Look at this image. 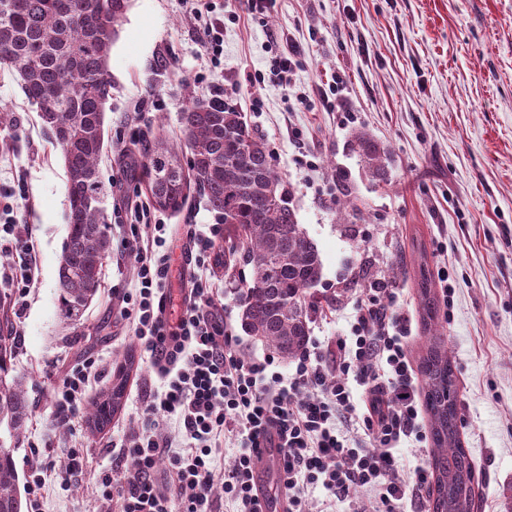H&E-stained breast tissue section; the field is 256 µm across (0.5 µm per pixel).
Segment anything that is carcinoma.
Wrapping results in <instances>:
<instances>
[{"label":"carcinoma","mask_w":512,"mask_h":512,"mask_svg":"<svg viewBox=\"0 0 512 512\" xmlns=\"http://www.w3.org/2000/svg\"><path fill=\"white\" fill-rule=\"evenodd\" d=\"M130 0H0V65L18 79L36 107L49 140L67 171L68 236L58 263V308L77 321L96 297L103 263L112 252L104 209L112 186L99 174L106 142L105 118L112 99V44ZM188 155L162 137H143L128 149L130 175L145 186L154 208L178 212L187 189L199 188L208 206L241 234V251L216 254L218 268L248 269L238 288L241 329L284 358H293L309 336L310 313L321 304L312 292L322 278L315 242L299 224L292 188L272 164L264 139L241 113L217 99L191 98L182 111ZM364 168L386 179L385 148L366 133L355 136ZM424 350L430 422L431 486L428 512H477L474 466L458 433L457 377L448 355L430 271L415 275ZM13 336L0 325V424L19 439L31 405L8 362ZM128 374L91 405L88 422L108 423L121 405ZM14 449L0 442V512H24Z\"/></svg>","instance_id":"obj_1"}]
</instances>
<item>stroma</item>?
<instances>
[{
  "mask_svg": "<svg viewBox=\"0 0 512 512\" xmlns=\"http://www.w3.org/2000/svg\"><path fill=\"white\" fill-rule=\"evenodd\" d=\"M224 22L221 55H212L190 0H131L110 55L112 147L100 163L112 184L110 211L147 203L126 168L132 133L162 134L182 144L181 112L189 97H218L236 107L265 140L272 162L293 187L297 218L316 243L323 276L318 295L332 298L313 313L321 343L349 335L353 306L377 279L396 289L409 318L408 350L418 360L422 325L412 264L426 250L458 382L460 438L479 477L480 512L512 506V0H274L250 15L242 0H215ZM302 56L292 91L268 81L273 42ZM337 90H330L333 76ZM309 95L299 104L297 94ZM365 132L390 157L388 181L365 174L351 150ZM66 170L59 149L10 71L0 67V209L29 225L35 245L33 285L25 305L0 282L17 339L11 357L32 414L14 458L28 477L32 450L63 461L81 449L85 466L69 483L47 479L42 512H101L104 475L126 465L117 445L136 433L143 401L157 383L119 300L133 286L119 244L127 227L111 220L114 248L101 286L80 322L57 307V267L68 235ZM357 216L339 218L344 201ZM168 226L170 271L166 316L177 322L188 293L190 223H214L199 192L183 209L160 215ZM98 373L86 392L97 401L118 364L131 361L121 410L103 430L69 425L52 404L57 381L84 358Z\"/></svg>",
  "mask_w": 512,
  "mask_h": 512,
  "instance_id": "stroma-1",
  "label": "stroma"
}]
</instances>
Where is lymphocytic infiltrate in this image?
Here are the masks:
<instances>
[{
  "mask_svg": "<svg viewBox=\"0 0 512 512\" xmlns=\"http://www.w3.org/2000/svg\"><path fill=\"white\" fill-rule=\"evenodd\" d=\"M129 231L122 247L134 259L135 286L121 301L160 388L142 411L138 433L119 449L127 464L123 479L103 481L107 507L170 512L172 499L156 477V463L165 457L172 485L187 492L182 512H210L218 480L236 512H259L253 472L258 448L269 446L281 453L288 512H307L305 491L317 485L351 502L353 512H406L407 499L427 484L430 472L418 375L407 351L410 327L394 289L369 288L356 304L350 335L332 347L308 340L292 373L284 375L273 371V358L242 357L227 322L209 313L218 291L207 270L220 224L193 231L189 294L174 323L166 317L167 227L141 208ZM0 232L20 260L10 285L25 297L35 262L31 234L14 223L1 224ZM94 364L86 358L59 380L54 403L62 418L79 414ZM303 389L309 397L297 400ZM160 412L174 420L177 441L155 439ZM344 424L359 425L370 447L351 444L340 431ZM226 440L237 444L238 454L222 472L213 450ZM407 440L418 450L411 468L394 455Z\"/></svg>",
  "mask_w": 512,
  "mask_h": 512,
  "instance_id": "f902f5d3",
  "label": "lymphocytic infiltrate"
}]
</instances>
